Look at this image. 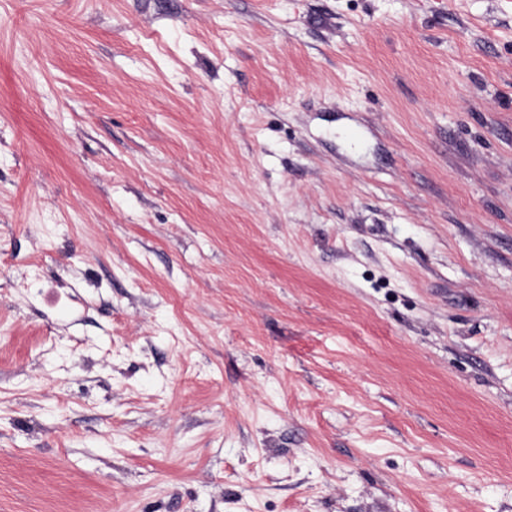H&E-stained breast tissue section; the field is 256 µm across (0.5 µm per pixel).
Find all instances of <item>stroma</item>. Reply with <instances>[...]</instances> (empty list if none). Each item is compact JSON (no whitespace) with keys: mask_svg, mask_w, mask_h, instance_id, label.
I'll list each match as a JSON object with an SVG mask.
<instances>
[{"mask_svg":"<svg viewBox=\"0 0 512 512\" xmlns=\"http://www.w3.org/2000/svg\"><path fill=\"white\" fill-rule=\"evenodd\" d=\"M0 512H512V0H0Z\"/></svg>","mask_w":512,"mask_h":512,"instance_id":"1","label":"stroma"}]
</instances>
